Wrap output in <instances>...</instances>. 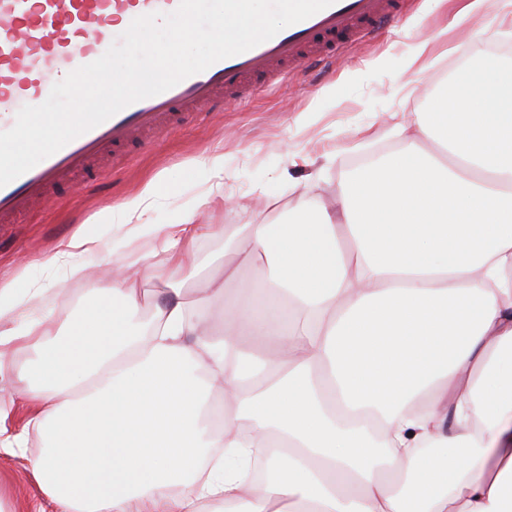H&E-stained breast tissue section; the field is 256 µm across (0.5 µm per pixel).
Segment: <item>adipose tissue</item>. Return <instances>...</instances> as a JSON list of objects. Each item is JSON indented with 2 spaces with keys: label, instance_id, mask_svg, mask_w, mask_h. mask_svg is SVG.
<instances>
[{
  "label": "adipose tissue",
  "instance_id": "1",
  "mask_svg": "<svg viewBox=\"0 0 512 512\" xmlns=\"http://www.w3.org/2000/svg\"><path fill=\"white\" fill-rule=\"evenodd\" d=\"M475 20L464 80L391 115L402 151L244 225L224 277L257 280L236 298L168 287L143 327L141 282L115 258L99 310L73 323L32 318L41 289L0 280V373L28 384L24 426L48 436L32 472L57 512H512V63L486 49L512 0H461L407 59L428 68ZM212 231L168 225L169 262ZM101 247L78 231L45 262L82 279Z\"/></svg>",
  "mask_w": 512,
  "mask_h": 512
}]
</instances>
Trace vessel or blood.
Listing matches in <instances>:
<instances>
[{
    "label": "vessel or blood",
    "mask_w": 512,
    "mask_h": 512,
    "mask_svg": "<svg viewBox=\"0 0 512 512\" xmlns=\"http://www.w3.org/2000/svg\"><path fill=\"white\" fill-rule=\"evenodd\" d=\"M180 0H0V131L21 105L42 104L46 90L101 57L114 31ZM406 0H334L271 39L212 64L171 89L137 101L0 187V224H14L57 188L105 175L133 146L154 144L187 121L203 120L227 99H246L287 84L294 72L335 56L369 28L390 24Z\"/></svg>",
    "instance_id": "b4317fda"
}]
</instances>
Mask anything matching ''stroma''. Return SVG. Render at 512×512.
I'll use <instances>...</instances> for the list:
<instances>
[{"label":"stroma","mask_w":512,"mask_h":512,"mask_svg":"<svg viewBox=\"0 0 512 512\" xmlns=\"http://www.w3.org/2000/svg\"><path fill=\"white\" fill-rule=\"evenodd\" d=\"M456 8V0H410L398 22L340 48L335 65L300 69L280 92L225 104L165 141L138 148L115 173L60 191L52 206L20 223L0 224V279L37 282L43 294L35 314L52 310L79 320L96 309L93 289L109 284L105 262L110 254L130 253L149 266L151 277L143 281L139 296L144 316L153 314L164 283L190 294L207 279L223 277L217 259L224 253L225 230L258 223L304 200H327L347 179L350 160L375 146L399 149L385 114L427 111L436 93L462 72L479 41L473 31L452 33L457 53L427 69L414 96H403L408 44L447 25ZM207 153L223 154L222 178L210 179L198 170L199 158ZM148 186L154 202L138 223L99 222L101 210ZM189 215L219 232L202 238L194 259L178 269L166 260L162 236L167 225ZM146 224L152 233L143 232ZM79 229L108 248L104 255L83 254L89 278L68 280L59 269L39 265V258ZM24 388L18 377L0 379V424L8 430L26 419ZM47 445L42 433L32 431L16 453H0V502L7 512H56L31 474L32 461Z\"/></svg>","instance_id":"1"}]
</instances>
